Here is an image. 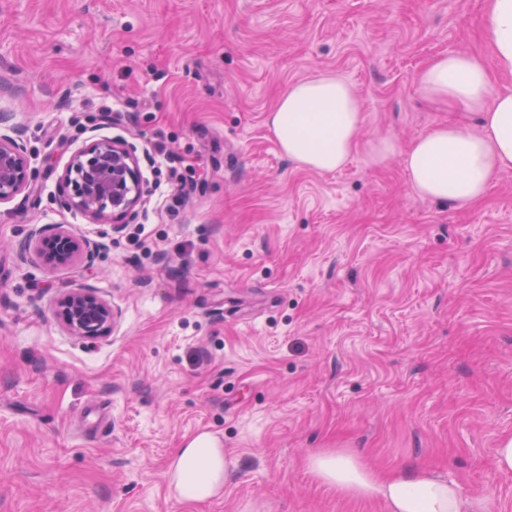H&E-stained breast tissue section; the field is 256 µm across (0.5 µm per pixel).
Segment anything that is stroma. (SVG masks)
Listing matches in <instances>:
<instances>
[{
    "instance_id": "35a3bbf8",
    "label": "stroma",
    "mask_w": 512,
    "mask_h": 512,
    "mask_svg": "<svg viewBox=\"0 0 512 512\" xmlns=\"http://www.w3.org/2000/svg\"><path fill=\"white\" fill-rule=\"evenodd\" d=\"M483 0H0V131L39 173L0 203V512H385L306 459L437 471L512 512V171L479 202L421 198L357 152L300 168L268 117L333 75L365 105L360 143L408 148L476 113L425 98L435 56L486 54ZM120 137L152 176L163 139L191 183L119 233L56 201L71 150ZM101 243L91 265L5 249L31 225ZM88 284L119 313L88 343L56 316ZM216 435L222 496L169 488L170 459Z\"/></svg>"
}]
</instances>
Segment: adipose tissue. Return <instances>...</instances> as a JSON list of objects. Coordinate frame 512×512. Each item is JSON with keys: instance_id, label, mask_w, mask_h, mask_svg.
Listing matches in <instances>:
<instances>
[{"instance_id": "adipose-tissue-1", "label": "adipose tissue", "mask_w": 512, "mask_h": 512, "mask_svg": "<svg viewBox=\"0 0 512 512\" xmlns=\"http://www.w3.org/2000/svg\"><path fill=\"white\" fill-rule=\"evenodd\" d=\"M484 40L497 69L512 74V0H484ZM420 92L479 112L477 130L439 125L408 150L384 137L368 143L370 161L399 160L418 195L452 204L479 201L497 175L512 170V89H494L482 57L443 54L418 75ZM363 102L345 81L320 76L288 87L269 116L282 151L300 167L332 172L357 152ZM312 474L337 493L379 497L386 512H488L484 498L463 493L444 476L421 467L383 474L359 455L326 450L308 459ZM235 469L231 450L210 433L190 438L171 459L173 493L187 502L222 495Z\"/></svg>"}]
</instances>
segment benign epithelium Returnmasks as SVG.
<instances>
[{
	"label": "benign epithelium",
	"instance_id": "obj_1",
	"mask_svg": "<svg viewBox=\"0 0 512 512\" xmlns=\"http://www.w3.org/2000/svg\"><path fill=\"white\" fill-rule=\"evenodd\" d=\"M37 182L38 171L31 167L20 137L0 134V203L34 190ZM57 185L63 209L82 215L91 224H109L114 233L136 218L148 196L139 158L121 138H92L73 151ZM101 247L60 224L50 233L31 232L18 253L24 258L32 251L44 265L61 267L88 261ZM57 306L70 334L89 343L109 336L117 323L112 305L90 286L62 292Z\"/></svg>",
	"mask_w": 512,
	"mask_h": 512
}]
</instances>
